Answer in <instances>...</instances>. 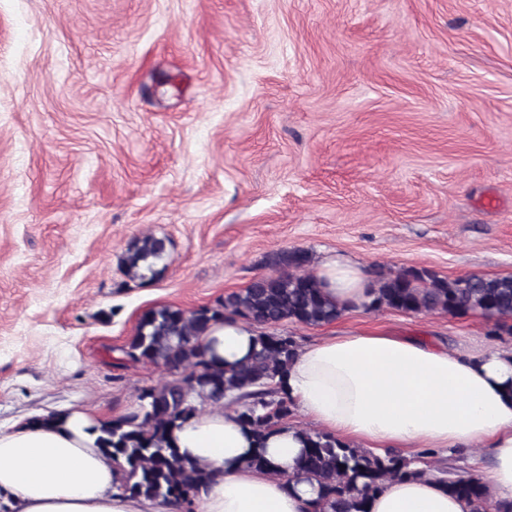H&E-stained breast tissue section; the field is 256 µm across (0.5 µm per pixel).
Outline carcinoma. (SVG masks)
I'll return each instance as SVG.
<instances>
[{
	"label": "carcinoma",
	"instance_id": "carcinoma-1",
	"mask_svg": "<svg viewBox=\"0 0 512 512\" xmlns=\"http://www.w3.org/2000/svg\"><path fill=\"white\" fill-rule=\"evenodd\" d=\"M166 253L164 240L147 235L135 240L123 260L128 276L154 279ZM311 258L295 250L272 258L275 274L253 280L220 301L218 308L184 310L161 306L146 311L123 354L130 360L181 369L160 386L142 390L137 410L99 428L98 447L120 472L117 489L149 500H182L192 496L213 476L204 465L183 459L168 443L178 424L198 412V403L223 400L234 406L238 421L255 436L258 447L246 466L271 469L263 444L294 414L288 393V371L300 349L288 334L259 332L249 358L218 366L206 356L202 337L213 323L243 318L265 327L289 320L305 325L330 323L341 310L322 293L306 270ZM383 308L405 313L438 312L467 315L479 312L493 322L492 336L512 335V277L469 275L453 280L421 268L401 270L375 279L373 298L365 311ZM436 452L426 448L408 458L389 449L374 454L335 437L304 431L299 470L318 485V512H368V501L392 478L430 474L448 493L474 505L475 512H512V504L490 499L486 481L455 467L425 469L420 462Z\"/></svg>",
	"mask_w": 512,
	"mask_h": 512
}]
</instances>
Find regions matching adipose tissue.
Listing matches in <instances>:
<instances>
[{
  "mask_svg": "<svg viewBox=\"0 0 512 512\" xmlns=\"http://www.w3.org/2000/svg\"><path fill=\"white\" fill-rule=\"evenodd\" d=\"M316 278L338 307L358 310L373 282L359 264L330 257ZM255 325L227 320L204 338L217 364L246 358ZM288 391L302 414L323 432L374 452L387 448L489 450L493 501L512 502V349L468 352L384 333L350 331L299 350ZM101 419L60 414L0 431V492L13 512H184L120 494L117 473L96 445ZM181 455L208 464L213 478L195 497L197 512H313L317 487L296 475L303 447L299 426L281 425L265 444L273 468H246L256 446L233 412L216 405L175 427ZM370 512H472L431 476L386 482Z\"/></svg>",
  "mask_w": 512,
  "mask_h": 512,
  "instance_id": "ef3b65f1",
  "label": "adipose tissue"
}]
</instances>
